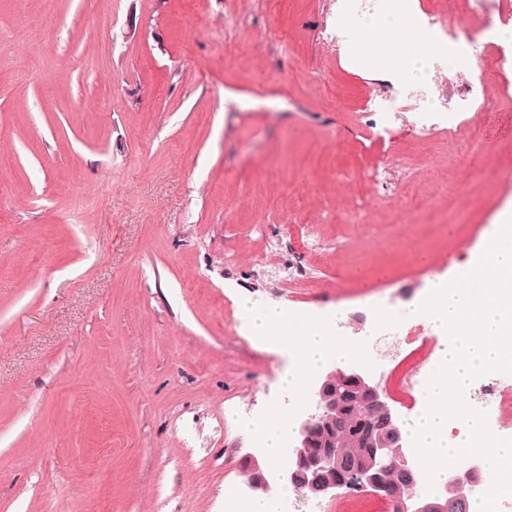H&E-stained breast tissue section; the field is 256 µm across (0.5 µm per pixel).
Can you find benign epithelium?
<instances>
[{"label": "benign epithelium", "mask_w": 512, "mask_h": 512, "mask_svg": "<svg viewBox=\"0 0 512 512\" xmlns=\"http://www.w3.org/2000/svg\"><path fill=\"white\" fill-rule=\"evenodd\" d=\"M309 393L314 407L296 416L292 457L273 481L267 480L263 459L245 458L244 467L253 485L268 490L273 482L289 484L311 498H321L343 487L370 490L387 498L392 512H446L447 504L465 503L480 491L478 475L483 472V462L464 458L448 469L443 489L438 492L445 505L427 502L426 474L413 462V450L402 433L399 414L381 384L363 368L352 365L320 375L309 385ZM348 410L351 426L359 432L373 431L371 412L381 414L392 429L368 442L370 470L353 468L339 474L333 428L336 415L342 416ZM395 467L408 475L403 490L377 477Z\"/></svg>", "instance_id": "1"}]
</instances>
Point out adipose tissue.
I'll use <instances>...</instances> for the list:
<instances>
[{
    "mask_svg": "<svg viewBox=\"0 0 512 512\" xmlns=\"http://www.w3.org/2000/svg\"><path fill=\"white\" fill-rule=\"evenodd\" d=\"M348 51L351 58L369 67L385 59L390 72L403 75L424 71L434 49L426 37L411 26L399 6L372 16ZM242 313V332L253 344L290 355L293 366L279 378L285 388L302 393L329 359L348 362L360 352L358 345L334 335L329 318L298 315L279 306L256 308L248 299L238 301ZM293 420L278 407H269L250 425V432L261 445L268 466L279 463V452L292 435Z\"/></svg>",
    "mask_w": 512,
    "mask_h": 512,
    "instance_id": "adipose-tissue-1",
    "label": "adipose tissue"
}]
</instances>
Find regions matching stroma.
Segmentation results:
<instances>
[{
    "mask_svg": "<svg viewBox=\"0 0 512 512\" xmlns=\"http://www.w3.org/2000/svg\"><path fill=\"white\" fill-rule=\"evenodd\" d=\"M334 0H0V512H224L254 453L241 409L296 414L291 358L237 300L341 311L402 424L448 347L414 308L512 204V112L456 143L356 115L374 73ZM489 137V159L471 158ZM413 159L396 173L397 155ZM407 200L364 210L373 174ZM321 260L305 283L286 279ZM413 329L391 358L378 310Z\"/></svg>",
    "mask_w": 512,
    "mask_h": 512,
    "instance_id": "1",
    "label": "stroma"
}]
</instances>
